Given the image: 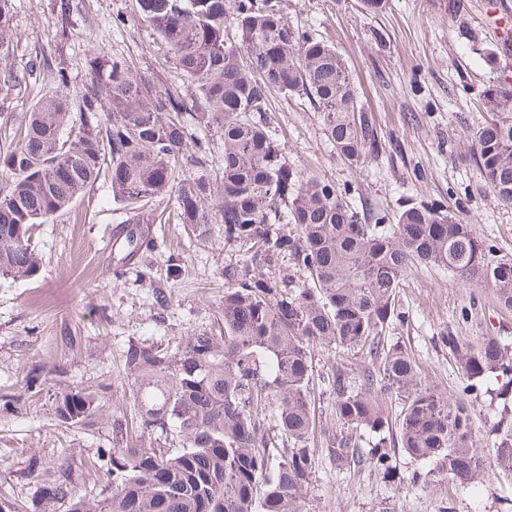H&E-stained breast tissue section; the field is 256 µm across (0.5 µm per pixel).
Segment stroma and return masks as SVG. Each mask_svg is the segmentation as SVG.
<instances>
[{"label": "stroma", "instance_id": "35a3bbf8", "mask_svg": "<svg viewBox=\"0 0 512 512\" xmlns=\"http://www.w3.org/2000/svg\"><path fill=\"white\" fill-rule=\"evenodd\" d=\"M64 0H16L14 53L0 62L17 86L0 95V132L11 133L29 104V89L43 71L36 54L62 62L70 74L66 95L87 81L86 60L95 51L127 60L138 80L163 88L186 87L169 63L166 46L134 22L137 0H65L69 31L60 36L57 17ZM438 0H386L376 14L361 0H282L285 18L313 28L346 61L360 106L370 115L385 151L353 166L337 156L320 112L308 100L274 95L277 139L288 160L308 175L336 184L347 203L375 223L409 204L464 203L463 223L503 253H512V207L500 205L473 159L467 133L485 122L480 94L499 76L491 60L500 46L487 26L486 0H463L461 9L439 11ZM125 211L112 200L110 185L98 181L68 214L39 226L42 257L33 280L0 277V394L21 393L26 378L40 375L43 390L27 414L0 410V502L22 512H67L44 504V484L59 478L58 463L69 458L78 495L102 498L112 478L88 471L85 462L107 446L111 426L102 420L68 428L47 416L51 394L102 387L110 409L132 411V383L123 377V355L136 342L172 344L201 329L217 328L224 309V227L208 237L184 224L153 225L157 245L152 278L121 282L110 245ZM178 265L168 278L169 265ZM167 304H157L155 290ZM405 321L391 330L421 365L427 380L448 397L466 384L438 338L455 329L475 345L497 335L512 344V311L500 309L488 288L463 283L445 269L421 268L405 278L398 294ZM478 448L490 450L496 422L512 425V401L482 397L474 403ZM43 462L27 472L29 457ZM305 512H512V487L494 478L475 487L445 483L396 485L370 470H338L321 459L304 489Z\"/></svg>", "mask_w": 512, "mask_h": 512}]
</instances>
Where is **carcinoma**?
<instances>
[{"instance_id":"obj_1","label":"carcinoma","mask_w":512,"mask_h":512,"mask_svg":"<svg viewBox=\"0 0 512 512\" xmlns=\"http://www.w3.org/2000/svg\"><path fill=\"white\" fill-rule=\"evenodd\" d=\"M14 0H0V52L9 50ZM138 21L166 45L192 90H155L127 62L95 52L77 101L62 63L44 64L18 133L0 142V276L33 280L41 258L37 226L53 221L100 177L132 213L125 259L152 251L144 225L175 219L207 235L224 225V326L175 346L131 345L126 378L134 416H111L101 389L57 392L51 412L85 428L113 418L112 441L97 465L112 475L111 493L91 504L71 481L52 486L71 512H305L303 491L316 457L340 470L396 476L401 448L426 467L408 476L478 484L488 463L512 484V428L491 429L487 458L474 440L472 404L489 378L512 388V351L498 336L476 346L453 329L440 336L463 396L431 386L407 347L386 339L403 322L397 296L418 266L452 272L491 288L512 311V256L481 239L439 204L410 205L393 224H368L336 184L307 177L288 162L272 130L275 94L308 98L323 114L336 153L352 165L385 149L358 106L348 68L323 38L284 20L281 0H138ZM234 30L238 44L227 42ZM490 119L471 133L486 185L512 206V84L480 94ZM219 135L223 168L210 177ZM173 194L174 212L149 203ZM334 356L326 374L336 426L317 427L311 407L312 352ZM3 408L27 413L21 396L0 394ZM277 434L266 429V416ZM177 437L178 448L145 438Z\"/></svg>"}]
</instances>
